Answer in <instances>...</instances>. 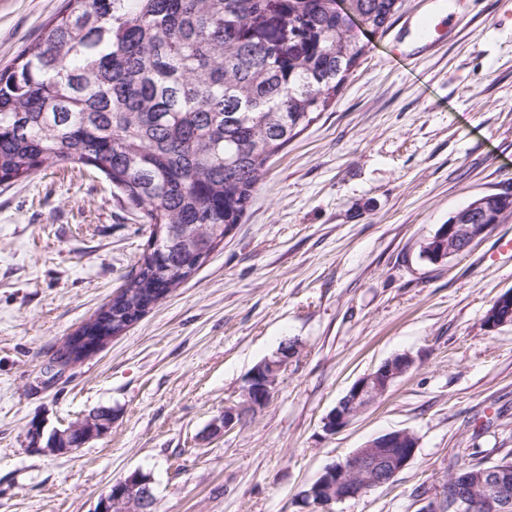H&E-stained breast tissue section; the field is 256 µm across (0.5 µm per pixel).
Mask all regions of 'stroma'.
I'll use <instances>...</instances> for the list:
<instances>
[{"instance_id":"35a3bbf8","label":"stroma","mask_w":512,"mask_h":512,"mask_svg":"<svg viewBox=\"0 0 512 512\" xmlns=\"http://www.w3.org/2000/svg\"><path fill=\"white\" fill-rule=\"evenodd\" d=\"M63 0H0V69ZM430 41L418 35L424 18ZM327 110L274 156L240 224L188 281L91 359L62 342L131 273L139 210L80 164L0 186V512H94L150 477L158 512H310L301 493L371 438L408 430L412 463L330 512H420L459 469L512 460V218L435 264L422 247L472 200L512 193V0H405ZM297 353L273 400L224 434L251 369ZM414 366L336 433L324 419L362 376ZM100 410L82 448L43 450ZM494 308L491 310V308L488 310V318L490 320L488 321L487 325L490 328H496L503 324H511L512 323V290H508L502 295H500L494 302H493ZM507 307V308H505ZM505 308L504 310L507 312L504 315H501V310ZM491 310V311H490ZM490 311V312H489ZM486 314V316H487ZM94 416H95V418L101 419V421H102L101 426H102L103 430L105 429V431H106L107 429H109L110 424L112 423V418H111L110 414H108L105 411H99L95 415L93 414L92 416L87 417L83 420L71 423L64 430H59V429L53 430L50 433L49 437H51L53 440L56 441L60 437H66V436L70 435L74 429L81 428L83 431V434H84V439H85V441L88 442L89 440H92L93 438L98 437V432H97L98 420L95 419ZM80 438H81V435H79L77 433H72L70 436V439H69V443L70 444L81 443Z\"/></svg>"}]
</instances>
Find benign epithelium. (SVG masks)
I'll return each mask as SVG.
<instances>
[{"label":"benign epithelium","mask_w":512,"mask_h":512,"mask_svg":"<svg viewBox=\"0 0 512 512\" xmlns=\"http://www.w3.org/2000/svg\"><path fill=\"white\" fill-rule=\"evenodd\" d=\"M490 229L489 224H443L438 237L448 239L451 247L447 254L433 253L429 258L441 262L458 255L468 250ZM488 318V326L491 328L512 323V290L506 291L493 302ZM294 354V348L284 343L272 356L259 362L242 388V401L235 407L224 409L213 420L211 432L226 433L241 424L247 416L263 409L276 393L280 377ZM413 365L414 358L411 355L397 354L362 376L328 413L324 422L325 430L334 433L348 426ZM97 423L98 420L90 416L63 430H53L50 437L56 440L80 428L84 439L89 441L98 436ZM417 448L418 438L407 430L376 436L341 461L326 467L320 474L321 480L317 487L302 494L301 498L316 496L327 506L359 497L368 488H380L391 482L413 461ZM462 499L468 500L469 512H512V482L507 474L488 470L481 488L477 489L472 486L471 479L453 474L445 485L443 495L428 502L420 512H455V505L448 504V501ZM155 507L156 498L151 479L136 471L113 483L109 491L100 497L95 512H154Z\"/></svg>","instance_id":"7a95c632"}]
</instances>
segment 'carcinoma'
<instances>
[{
	"mask_svg": "<svg viewBox=\"0 0 512 512\" xmlns=\"http://www.w3.org/2000/svg\"><path fill=\"white\" fill-rule=\"evenodd\" d=\"M64 0L0 70V184L64 163L101 172L149 224L119 297L95 314L130 328L147 288L194 274L262 184L270 159L325 111L403 0ZM490 194L457 224L503 223Z\"/></svg>",
	"mask_w": 512,
	"mask_h": 512,
	"instance_id": "cac0c4a2",
	"label": "carcinoma"
}]
</instances>
